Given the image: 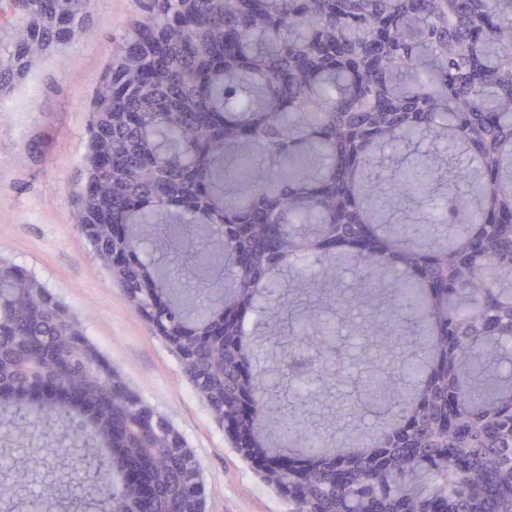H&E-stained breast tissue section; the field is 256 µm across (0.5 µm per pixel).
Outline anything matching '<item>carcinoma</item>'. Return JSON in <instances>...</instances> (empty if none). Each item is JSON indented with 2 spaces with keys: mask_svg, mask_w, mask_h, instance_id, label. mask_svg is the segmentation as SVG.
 <instances>
[{
  "mask_svg": "<svg viewBox=\"0 0 512 512\" xmlns=\"http://www.w3.org/2000/svg\"><path fill=\"white\" fill-rule=\"evenodd\" d=\"M142 19L112 42L119 69L90 122L91 169L74 213L110 270L125 226L135 263L116 282L131 309L155 310L163 343L218 421L256 447L234 450L288 512H512V0H137ZM0 95L51 42L90 33L93 0H6ZM409 153L395 157L386 149ZM184 249L189 291L142 247L156 218ZM0 280V409L31 391L77 421L76 442L106 449L122 475L112 500L181 512L202 482L146 422L117 371L71 315L35 302L43 284L9 264ZM312 300L296 309L282 371L304 408L270 417L268 351L244 317L283 322L282 272ZM351 275L349 283L341 275ZM372 306L369 320L357 310ZM347 328L380 331L388 355L354 372L323 351ZM350 387L348 413L373 419L338 439L308 430L323 375ZM288 458L303 471L295 479ZM154 483L145 497L126 473Z\"/></svg>",
  "mask_w": 512,
  "mask_h": 512,
  "instance_id": "cac0c4a2",
  "label": "carcinoma"
}]
</instances>
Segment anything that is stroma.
Wrapping results in <instances>:
<instances>
[{
  "label": "stroma",
  "mask_w": 512,
  "mask_h": 512,
  "mask_svg": "<svg viewBox=\"0 0 512 512\" xmlns=\"http://www.w3.org/2000/svg\"><path fill=\"white\" fill-rule=\"evenodd\" d=\"M86 38L52 46L0 97V258L35 274L84 322L89 339L148 405L170 417L203 471L205 512H288L232 449L177 357L134 313L74 223L89 176L88 125L112 63V41L139 13L135 0H94ZM67 419L18 437L0 417V481L29 476L21 496L50 494L48 465L74 473L80 451Z\"/></svg>",
  "instance_id": "1"
}]
</instances>
